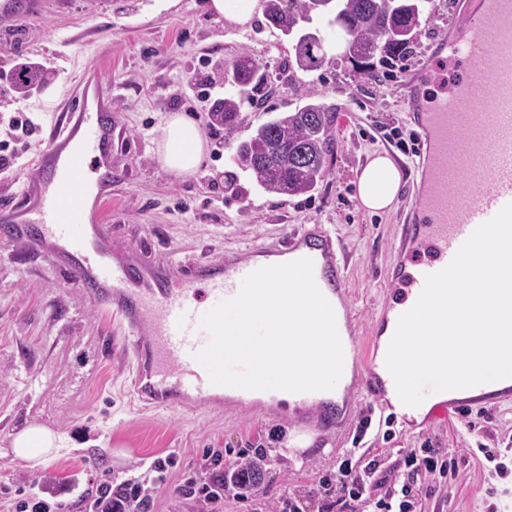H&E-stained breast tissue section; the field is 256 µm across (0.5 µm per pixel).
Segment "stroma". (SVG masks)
Instances as JSON below:
<instances>
[{
  "instance_id": "stroma-1",
  "label": "stroma",
  "mask_w": 512,
  "mask_h": 512,
  "mask_svg": "<svg viewBox=\"0 0 512 512\" xmlns=\"http://www.w3.org/2000/svg\"><path fill=\"white\" fill-rule=\"evenodd\" d=\"M206 0H58L54 13L18 30L0 21V70L30 60L50 72L49 83L27 92L0 89V118L32 113L38 130L11 176L0 177V196H18L31 175L37 151L57 128L58 110L76 92L80 75L98 70L112 90L120 135L112 145L118 177L104 223L117 249L146 243L150 262L197 256L219 261L224 251L246 244L277 245L284 233L320 224L334 233L345 261L355 323L365 327L390 297L386 269L395 260L400 224L417 192L416 165L383 130L413 134L407 88L421 83L436 94L463 80L465 71H427L431 44L464 25L469 0H427L422 23L404 68L378 62V79L357 76L337 56L317 71L294 66L291 41L257 13L244 24L217 17ZM262 62L267 81L253 104L243 105L233 130L212 125L210 112L231 87L226 62L240 52ZM209 95L185 105L195 84ZM337 114L330 170L313 193L274 195L241 172L236 147L250 138L269 112L302 106L305 90ZM198 122L205 151L195 174L177 176L162 167L155 149L168 114ZM376 152H385L403 178L391 209L371 212L357 205L358 176ZM113 316L94 307L87 294L55 265L25 245L0 243V512H9L17 491L50 498L61 512H82L83 497L97 485L137 475L140 465L171 458L146 512H200L194 498L177 492L185 478L206 469L204 454L225 449V463L262 456L267 477L259 502L273 504L308 495L318 473L351 447L361 416L373 424L364 457L384 458L401 471L399 449L424 442L447 450L455 476L419 473L418 512H512V470L499 477L484 467L477 444L501 448L512 439V396L472 405L470 416L447 423L387 425L367 400L342 411L336 428L307 429V447L287 446L293 416L260 405L248 411L199 408L189 413L142 409L128 396L129 363L108 339L121 335ZM28 426L65 433L73 449L40 460L10 454L9 436ZM256 502V503H259ZM256 503L224 493L223 512H254Z\"/></svg>"
}]
</instances>
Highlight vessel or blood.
<instances>
[{
    "mask_svg": "<svg viewBox=\"0 0 512 512\" xmlns=\"http://www.w3.org/2000/svg\"><path fill=\"white\" fill-rule=\"evenodd\" d=\"M54 5L0 0V17L38 16ZM428 61L441 70L462 66L468 77L413 115L418 141L426 146L420 194L401 227L389 274L395 298L364 335L354 333L341 248L321 225H303L276 247L226 253L220 263L197 258L172 267L146 262L135 246L115 251L102 224L115 177L112 95L89 72L79 77L76 105L63 108L59 132L39 150L21 186L25 207L0 209V240L37 245L111 312L126 331L120 342L132 356L133 396L148 408L179 411L226 399L239 409L278 401L275 390L211 384L194 357L209 339L201 319L235 297L250 272L311 259L315 281L335 312L344 360L359 364L363 377L358 394L345 376L334 390L314 393L317 428H332L338 403L359 396L379 404L390 420L406 418L408 408L385 365L398 319L417 301L426 275L446 267L480 224L512 203V0H486L463 32L433 45Z\"/></svg>",
    "mask_w": 512,
    "mask_h": 512,
    "instance_id": "1",
    "label": "vessel or blood"
}]
</instances>
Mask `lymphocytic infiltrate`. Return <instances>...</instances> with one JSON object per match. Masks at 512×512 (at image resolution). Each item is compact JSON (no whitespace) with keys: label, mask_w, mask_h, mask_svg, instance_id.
I'll list each match as a JSON object with an SVG mask.
<instances>
[{"label":"lymphocytic infiltrate","mask_w":512,"mask_h":512,"mask_svg":"<svg viewBox=\"0 0 512 512\" xmlns=\"http://www.w3.org/2000/svg\"><path fill=\"white\" fill-rule=\"evenodd\" d=\"M359 448L346 449L335 463L321 472L313 496L317 512H414L418 491L414 474L427 472L445 479L455 475L457 463L447 451L425 444L403 453L404 473L391 477L382 460H370L358 466L355 458ZM207 458L213 470L206 482L196 478L185 479L183 493L201 499L209 512H220L224 505V451L209 449ZM150 499L148 486L141 477L134 476L119 484L104 483L97 487L95 498L87 512H142Z\"/></svg>","instance_id":"lymphocytic-infiltrate-1"}]
</instances>
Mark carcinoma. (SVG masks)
<instances>
[{
  "instance_id": "carcinoma-1",
  "label": "carcinoma",
  "mask_w": 512,
  "mask_h": 512,
  "mask_svg": "<svg viewBox=\"0 0 512 512\" xmlns=\"http://www.w3.org/2000/svg\"><path fill=\"white\" fill-rule=\"evenodd\" d=\"M267 21L295 41V64L305 71L320 69L327 60L326 41L308 40L303 27L316 15H327L346 44L345 57L355 62L358 74H376L373 59L394 58L410 52L424 13V0H262ZM266 81L263 65L247 52L232 62L230 82L235 92L224 97L210 114L211 123L233 127L241 106ZM306 103L292 112H279L257 127L236 147L235 162L266 193L305 195L325 178L332 155L331 130L336 113L305 91Z\"/></svg>"
}]
</instances>
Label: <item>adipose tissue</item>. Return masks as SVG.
Returning a JSON list of instances; mask_svg holds the SVG:
<instances>
[{"mask_svg":"<svg viewBox=\"0 0 512 512\" xmlns=\"http://www.w3.org/2000/svg\"><path fill=\"white\" fill-rule=\"evenodd\" d=\"M204 144L199 126L185 116L174 113L168 116L163 137L156 147L162 165L179 175L197 171L203 155ZM401 183L400 172L393 160L385 154H373L362 168L357 182L362 205L372 211L389 208L394 202ZM65 440L55 432L30 426L18 432L12 446L15 454L25 460H35L63 448Z\"/></svg>","mask_w":512,"mask_h":512,"instance_id":"1","label":"adipose tissue"}]
</instances>
